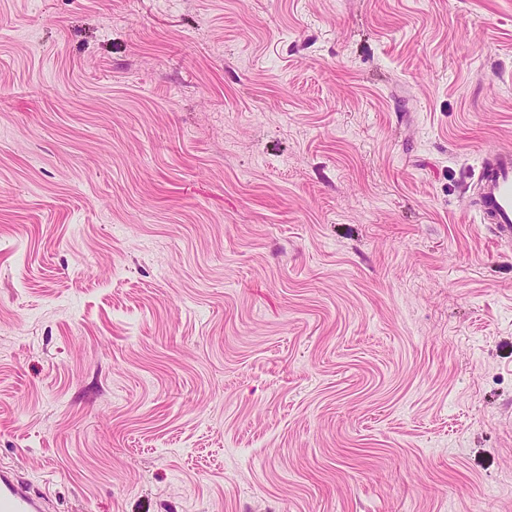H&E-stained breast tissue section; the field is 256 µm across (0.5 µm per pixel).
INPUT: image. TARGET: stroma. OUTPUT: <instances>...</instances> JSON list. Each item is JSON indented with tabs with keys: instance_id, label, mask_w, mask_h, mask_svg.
Returning <instances> with one entry per match:
<instances>
[{
	"instance_id": "obj_1",
	"label": "stroma",
	"mask_w": 512,
	"mask_h": 512,
	"mask_svg": "<svg viewBox=\"0 0 512 512\" xmlns=\"http://www.w3.org/2000/svg\"><path fill=\"white\" fill-rule=\"evenodd\" d=\"M512 0H0V467L50 512H512ZM475 186L481 221L493 224L497 236L511 241L512 150L494 149L482 155Z\"/></svg>"
}]
</instances>
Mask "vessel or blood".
<instances>
[{
  "instance_id": "vessel-or-blood-1",
  "label": "vessel or blood",
  "mask_w": 512,
  "mask_h": 512,
  "mask_svg": "<svg viewBox=\"0 0 512 512\" xmlns=\"http://www.w3.org/2000/svg\"><path fill=\"white\" fill-rule=\"evenodd\" d=\"M481 221L497 236L512 238V150L495 149L481 156L475 182ZM0 512H46V499L14 470L0 468Z\"/></svg>"
}]
</instances>
